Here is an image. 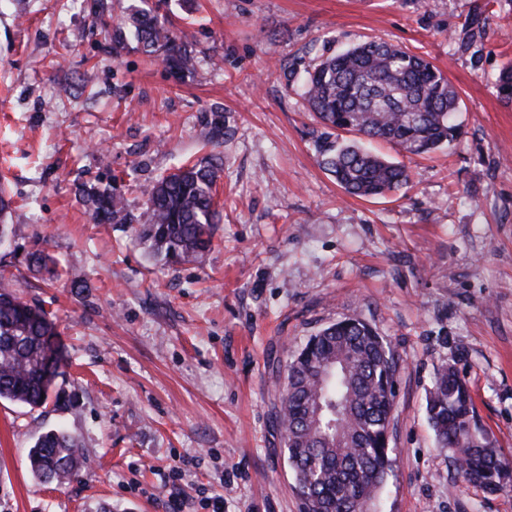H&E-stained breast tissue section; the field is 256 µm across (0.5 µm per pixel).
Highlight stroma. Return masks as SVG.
<instances>
[{"label": "stroma", "mask_w": 512, "mask_h": 512, "mask_svg": "<svg viewBox=\"0 0 512 512\" xmlns=\"http://www.w3.org/2000/svg\"><path fill=\"white\" fill-rule=\"evenodd\" d=\"M0 0V184L12 200L0 262L59 332L56 397L0 401V512H301L273 422L286 366L311 336L368 323L399 360L392 467L375 512H512V492L464 482L426 413L437 374L466 381L474 419L512 455V105L493 82L512 59V0ZM187 32L178 76L112 30L129 5ZM382 38L456 86L458 145L427 156L376 142L411 183L346 195L322 168L335 139L289 71ZM223 116V135L203 133ZM220 159L222 213L195 263L156 259L138 225L96 223L84 187ZM40 249L58 277L29 268ZM64 428L87 463L32 479L27 450ZM179 477H171L173 468Z\"/></svg>", "instance_id": "stroma-1"}]
</instances>
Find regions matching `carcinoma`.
Segmentation results:
<instances>
[{"label":"carcinoma","mask_w":512,"mask_h":512,"mask_svg":"<svg viewBox=\"0 0 512 512\" xmlns=\"http://www.w3.org/2000/svg\"><path fill=\"white\" fill-rule=\"evenodd\" d=\"M180 71L195 59L185 36L175 35L150 11L132 5L128 23L112 32V50L128 38ZM498 98L512 105V60L495 82ZM303 96L326 127L355 138L321 147V165L348 195L385 197L410 184L406 167L365 147L390 143L407 154L428 155L460 135L451 123L459 99L448 77L430 61L381 40H366L320 58L304 71ZM218 165L199 162L136 187L146 198L131 214L112 187L82 189L94 220L137 224L167 264L196 261L212 244L220 211L214 201ZM15 275L0 268V400L32 409L46 403L61 353L43 307L9 288ZM288 364L274 415L304 512H371L391 468V451L379 446L393 405L383 399L397 359L383 337L359 319L338 321L312 337ZM439 443L461 462L460 474L491 492H512V459L472 428L469 390L445 369L427 398ZM78 439L49 430L27 453L28 470L41 483L65 485L84 467Z\"/></svg>","instance_id":"cac0c4a2"}]
</instances>
